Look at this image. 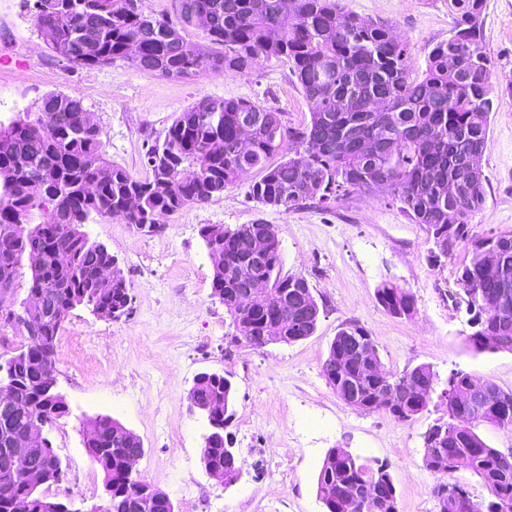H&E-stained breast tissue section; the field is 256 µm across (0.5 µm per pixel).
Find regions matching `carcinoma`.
<instances>
[{
  "label": "carcinoma",
  "instance_id": "cac0c4a2",
  "mask_svg": "<svg viewBox=\"0 0 512 512\" xmlns=\"http://www.w3.org/2000/svg\"><path fill=\"white\" fill-rule=\"evenodd\" d=\"M129 0H34L38 30L48 48L72 67L108 65L128 60L136 69L173 79H192L215 70L252 71L273 59L289 65L312 104L310 123L283 129L278 113L246 99L205 98L178 113L163 142L149 147V176L139 179L105 158L101 132L88 120L81 98L63 93L43 97L36 111L26 108L0 127V277L16 280L23 257L41 256L31 267L28 296L20 317H41L39 334L20 346L4 364L0 378L13 385L18 410L0 413V458L10 451L7 440L30 425L48 424L68 413L55 392L56 340L71 311L130 307L132 296L121 270L107 285L100 270L113 263L112 252L83 230L93 214L121 217L147 233L164 228L161 219L190 204H202L224 193L240 175L258 168L263 177L250 187L257 202L286 210L314 199L327 207L354 192L400 204L412 221L424 226L431 264L448 256V246L470 239L468 263L458 270L472 333L479 351L512 352V230L470 236V221L486 200L482 159L493 102L491 67L484 45L485 0H448L455 14L451 36L427 54L425 70L411 78L408 45L381 22L342 12L338 0H173L182 27L202 26L209 44L190 47L165 17L128 6ZM249 112L246 156L238 152L241 116ZM296 144L294 156L266 165L284 140ZM39 222L18 236L15 224ZM212 266V296L224 304L235 333L231 340L252 347L269 344L283 299L299 300L308 281L280 272V241L273 225L257 220L235 228L204 225L199 230ZM261 237L269 252L266 268L256 271L267 288L262 306L247 307L238 298L247 266L246 243ZM378 303L393 317L410 318L415 300L406 289L384 282ZM319 315L309 311L288 319V342L313 335ZM356 321L343 324L330 343L322 366L327 384L338 397L348 387L358 391L355 409H381V381L360 361L343 360L346 337L367 336ZM436 389L438 378L427 365L401 374ZM492 394L477 410L459 394L483 387ZM397 401L387 412L407 421L423 411L432 395L416 399L395 387ZM233 382L221 375L197 374L190 394L208 403L225 400L235 407ZM438 397L448 420L424 436L423 456L441 482L432 494L439 512H464L453 474L473 470L493 495L472 512H512V459L489 447L473 423L489 422L512 432V390L463 372H454ZM227 420L216 416L203 437L205 468L224 472V485L237 480L241 466L226 450ZM83 442L104 473L112 512H169L170 502L156 499L136 507L132 496L148 483L126 473L125 458L143 450L123 425L108 415L86 421ZM28 462L44 469L47 484L57 478L50 462V442L22 448ZM317 496L325 512H356L349 494L368 493L397 512V489L389 472L374 469L345 448H331L317 475ZM28 496L31 512H53L62 503L18 477L0 475V512H12V498Z\"/></svg>",
  "mask_w": 512,
  "mask_h": 512
}]
</instances>
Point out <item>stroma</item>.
Returning a JSON list of instances; mask_svg holds the SVG:
<instances>
[{"label": "stroma", "instance_id": "1", "mask_svg": "<svg viewBox=\"0 0 512 512\" xmlns=\"http://www.w3.org/2000/svg\"><path fill=\"white\" fill-rule=\"evenodd\" d=\"M344 13L388 24L410 48L412 74H421L431 48L448 38L454 15L448 0H340ZM486 52L495 86L512 81V0H486ZM51 92L80 97L97 124L111 163L147 177L149 146L163 142L182 109L206 97L247 99L277 112L283 128L309 123L311 103L287 64L264 62L250 73L232 69L177 80L131 63L71 69L46 47L22 0H0V123L35 108ZM482 166L486 201L470 227L483 236L512 229V98L494 105ZM259 170L242 175L223 194L164 217L159 233H140L118 218L93 217L85 227L117 260L130 293V315L111 320L79 307L63 334L77 335L93 355L83 367L57 344V390L68 414L44 430L67 478L44 487L47 497L90 512L105 503L104 473L83 444L87 419L109 415L136 433L145 452L137 475L167 494L175 512H323L316 476L329 449L344 448L371 466L386 465L398 512H438V475L423 465L424 434L448 419L439 398L410 420L385 411L364 413L327 384L322 365L342 324L355 320L378 344L385 370L420 364L439 380L456 371L512 390V353L478 351L457 302L456 272L470 257L461 241L442 265L431 266L421 225L399 204L355 192L322 208L284 210L252 199ZM261 220L274 226L280 271L304 276L320 307L315 333L295 343L256 349L231 342L232 319L211 295L212 267L201 226L235 227ZM389 281L413 294L410 318L389 315L375 293ZM223 374L236 387L235 415L225 427L243 476L235 484L210 476L200 460L206 416L190 408L196 374ZM315 416L322 429L302 427Z\"/></svg>", "mask_w": 512, "mask_h": 512}]
</instances>
